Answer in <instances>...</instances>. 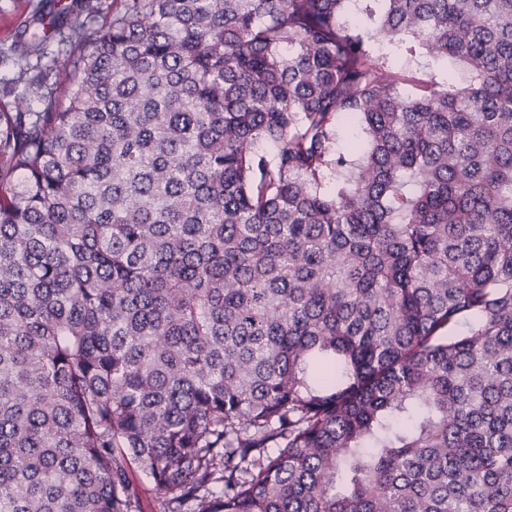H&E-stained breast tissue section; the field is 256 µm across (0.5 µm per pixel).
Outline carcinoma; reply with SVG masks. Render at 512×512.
I'll return each instance as SVG.
<instances>
[{"instance_id": "1", "label": "carcinoma", "mask_w": 512, "mask_h": 512, "mask_svg": "<svg viewBox=\"0 0 512 512\" xmlns=\"http://www.w3.org/2000/svg\"><path fill=\"white\" fill-rule=\"evenodd\" d=\"M99 10L0 101V512H512V0ZM412 46L413 53L408 50ZM398 56L402 59L398 60V68L406 77L418 80L425 79L430 75H436L438 79H450L454 82H461L468 76L463 65L452 61L435 62L425 53L418 41L411 36H403V44L397 49ZM130 489L138 499L140 512H158V500L150 479L138 468L129 476Z\"/></svg>"}]
</instances>
